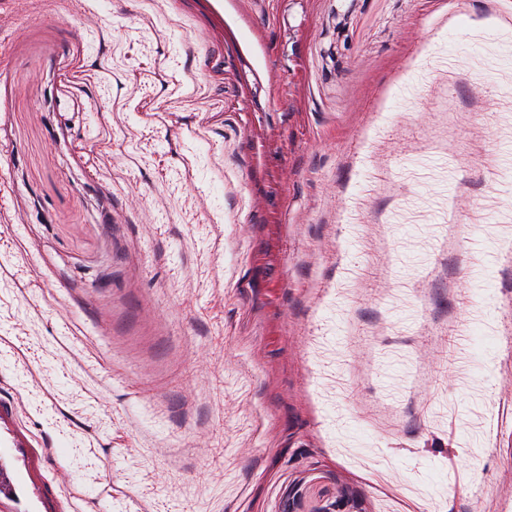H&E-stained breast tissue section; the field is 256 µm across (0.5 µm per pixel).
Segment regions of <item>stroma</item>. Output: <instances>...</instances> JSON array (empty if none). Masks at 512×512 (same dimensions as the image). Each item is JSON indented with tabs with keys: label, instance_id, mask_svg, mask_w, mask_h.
Masks as SVG:
<instances>
[{
	"label": "stroma",
	"instance_id": "obj_1",
	"mask_svg": "<svg viewBox=\"0 0 512 512\" xmlns=\"http://www.w3.org/2000/svg\"><path fill=\"white\" fill-rule=\"evenodd\" d=\"M503 139L512 0H0V512H512Z\"/></svg>",
	"mask_w": 512,
	"mask_h": 512
}]
</instances>
